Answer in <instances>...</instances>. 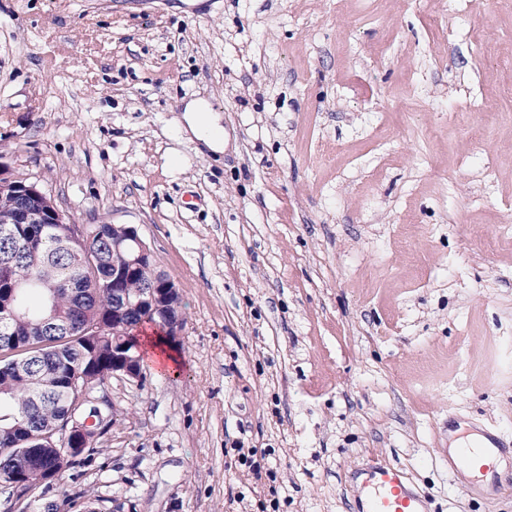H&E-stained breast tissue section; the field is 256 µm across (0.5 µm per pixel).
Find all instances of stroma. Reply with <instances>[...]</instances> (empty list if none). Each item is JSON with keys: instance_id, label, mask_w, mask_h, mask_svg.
I'll return each mask as SVG.
<instances>
[{"instance_id": "obj_1", "label": "stroma", "mask_w": 512, "mask_h": 512, "mask_svg": "<svg viewBox=\"0 0 512 512\" xmlns=\"http://www.w3.org/2000/svg\"><path fill=\"white\" fill-rule=\"evenodd\" d=\"M0 163L138 226L185 317L36 498L356 512L386 461L429 512H512L448 474L449 418L512 437L505 0H0ZM183 123L180 132L201 141L213 152L224 150V127L220 124L221 117L211 112L205 102L192 101L183 112Z\"/></svg>"}]
</instances>
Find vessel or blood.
Instances as JSON below:
<instances>
[{"mask_svg":"<svg viewBox=\"0 0 512 512\" xmlns=\"http://www.w3.org/2000/svg\"><path fill=\"white\" fill-rule=\"evenodd\" d=\"M509 448L511 441L488 430L480 431L477 443L460 448L458 460L470 471L472 487L490 483L497 493L512 491V475L499 474L500 457ZM363 475V498L358 512H426L425 497L412 487L401 468L375 464L365 469Z\"/></svg>","mask_w":512,"mask_h":512,"instance_id":"vessel-or-blood-1","label":"vessel or blood"}]
</instances>
